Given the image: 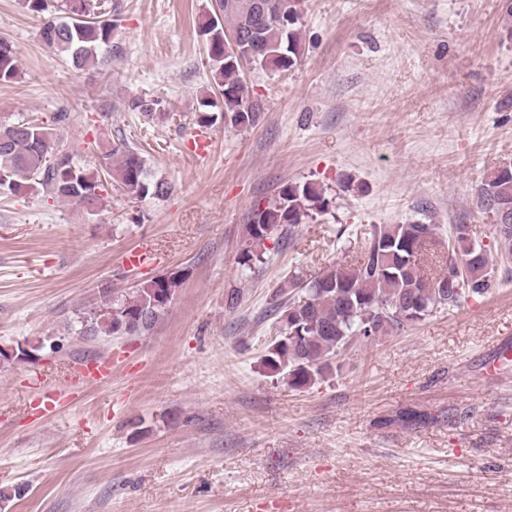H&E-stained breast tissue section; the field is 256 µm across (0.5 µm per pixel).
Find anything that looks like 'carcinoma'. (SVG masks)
I'll use <instances>...</instances> for the list:
<instances>
[{"label":"carcinoma","mask_w":512,"mask_h":512,"mask_svg":"<svg viewBox=\"0 0 512 512\" xmlns=\"http://www.w3.org/2000/svg\"><path fill=\"white\" fill-rule=\"evenodd\" d=\"M69 20L44 22L43 41L54 54L67 56L77 69L94 66L112 49V23L88 19V0H63ZM254 0H217V10L198 24L207 45L213 79L222 97L224 123L234 129L254 126L263 107L246 98L239 58L225 47L227 35L250 31V54L261 69L286 72L301 58L300 20L303 0H262V15L252 12ZM18 74L12 45L0 40V82ZM129 109L154 117L160 102L135 97ZM106 161L108 174L135 199L164 198L171 185L153 178L138 149L127 143L96 146ZM42 191L52 198L74 203L93 215L105 200L99 171L77 167L52 129L36 121L0 124V191L19 195ZM477 203L495 215L502 266L512 264V167L495 170L477 190ZM327 201L313 183H286L278 199L251 209L248 243L239 255L242 270L263 261L265 241L282 239L306 218L323 212ZM364 246L357 263L330 266L307 281L291 278L273 295L271 312L275 336L263 359L274 375H284L290 386L302 388L325 379L332 362L351 346L370 341L388 329L407 324L403 310L416 312L421 321L437 309L457 307L471 295L482 296L496 287L494 258L466 232L465 225L448 229V261L461 268L459 281L433 288L436 276L426 272L423 252L442 242L438 224H372L363 232ZM182 274H162L130 292L98 290L99 304L80 313L78 324L87 336H140L165 315ZM302 296L288 302L279 296L290 291Z\"/></svg>","instance_id":"1"}]
</instances>
